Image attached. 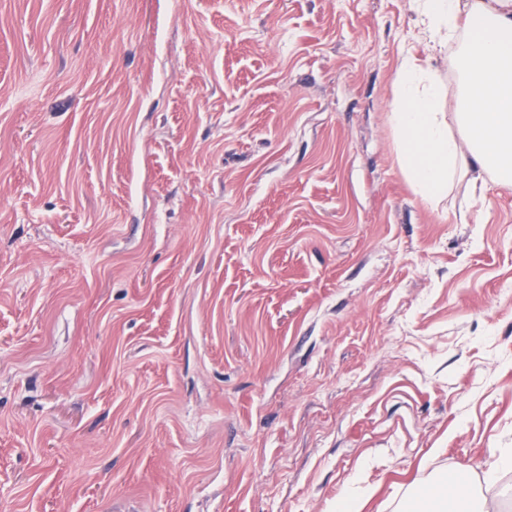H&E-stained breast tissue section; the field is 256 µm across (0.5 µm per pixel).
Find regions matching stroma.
<instances>
[{
    "label": "stroma",
    "mask_w": 512,
    "mask_h": 512,
    "mask_svg": "<svg viewBox=\"0 0 512 512\" xmlns=\"http://www.w3.org/2000/svg\"><path fill=\"white\" fill-rule=\"evenodd\" d=\"M426 39L413 0H0V512H378L512 453V187L408 185Z\"/></svg>",
    "instance_id": "stroma-1"
}]
</instances>
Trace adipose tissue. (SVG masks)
Listing matches in <instances>:
<instances>
[{"label":"adipose tissue","instance_id":"adipose-tissue-1","mask_svg":"<svg viewBox=\"0 0 512 512\" xmlns=\"http://www.w3.org/2000/svg\"><path fill=\"white\" fill-rule=\"evenodd\" d=\"M430 33L429 50L446 47L457 31L456 110L445 113L447 92L435 71L404 56L389 114L397 160L414 193L436 205L447 198L457 173L474 172L472 191L485 180L512 186V0H414ZM497 465L473 461L413 489L399 512H495L473 481L492 480Z\"/></svg>","mask_w":512,"mask_h":512}]
</instances>
